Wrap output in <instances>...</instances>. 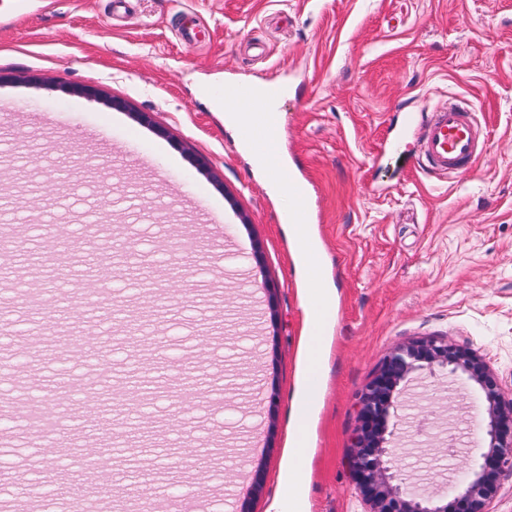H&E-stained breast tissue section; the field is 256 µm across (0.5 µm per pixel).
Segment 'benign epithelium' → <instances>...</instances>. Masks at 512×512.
<instances>
[{
    "instance_id": "7a95c632",
    "label": "benign epithelium",
    "mask_w": 512,
    "mask_h": 512,
    "mask_svg": "<svg viewBox=\"0 0 512 512\" xmlns=\"http://www.w3.org/2000/svg\"><path fill=\"white\" fill-rule=\"evenodd\" d=\"M422 372L460 377L481 392L483 446L464 456L461 478L449 491H414L403 478L393 419L402 407L400 385ZM358 421L347 463L367 512H448L450 493L458 512H488L500 476L512 470V397L498 390L489 366L470 348L430 339L393 349L361 394Z\"/></svg>"
}]
</instances>
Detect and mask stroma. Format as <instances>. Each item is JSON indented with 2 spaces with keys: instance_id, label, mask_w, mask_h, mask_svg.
<instances>
[{
  "instance_id": "35a3bbf8",
  "label": "stroma",
  "mask_w": 512,
  "mask_h": 512,
  "mask_svg": "<svg viewBox=\"0 0 512 512\" xmlns=\"http://www.w3.org/2000/svg\"><path fill=\"white\" fill-rule=\"evenodd\" d=\"M14 19L0 0V223L26 250L53 236L80 248L74 282L92 266L86 243L104 204L122 228L111 249L132 262L98 280L113 308L150 312L145 347L131 352L103 310L71 305L76 331L98 339L119 401L88 393L60 405L77 445L59 468L83 470L91 433L74 416L96 402L113 424L143 430L105 469L116 507L140 512L142 489L181 501L183 512H237L242 474L264 470L252 503L296 495L297 512H364L345 466L358 397L395 347L438 338L476 350L503 395L512 394V0H24ZM42 76L38 85L27 73ZM286 86L280 151L309 181L319 274L333 302L327 380L309 411L314 452L301 471L288 463L289 426L301 383L300 343L313 305L283 223L285 195H271L252 157L209 104L215 84ZM100 87L129 111L67 93ZM475 108L482 159L465 174L440 175L421 161L420 134L398 131L403 112L425 121L449 98ZM151 113L140 125L133 111ZM205 157L213 171L195 166ZM197 225L195 248L179 241ZM272 281L274 295L263 284ZM40 279L24 257L0 266V317L16 336L40 337L19 297ZM0 397L30 367L0 336ZM191 373L210 396L183 407L172 379ZM144 389L122 396L128 375ZM413 400L400 446L409 481L455 484L459 463L483 440L480 391L422 374L402 392ZM0 508L28 490L42 512H74L50 488L20 427L0 426ZM207 464L176 466L182 444ZM202 485V496L183 493Z\"/></svg>"
}]
</instances>
